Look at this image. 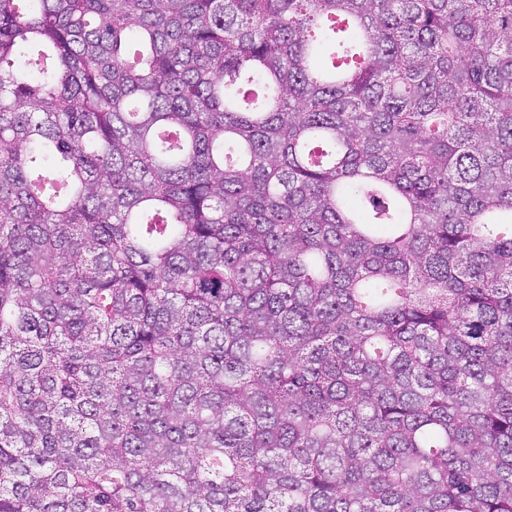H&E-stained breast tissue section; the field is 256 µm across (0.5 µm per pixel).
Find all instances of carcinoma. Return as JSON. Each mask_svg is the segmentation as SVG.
Returning a JSON list of instances; mask_svg holds the SVG:
<instances>
[{
  "label": "carcinoma",
  "instance_id": "carcinoma-1",
  "mask_svg": "<svg viewBox=\"0 0 512 512\" xmlns=\"http://www.w3.org/2000/svg\"><path fill=\"white\" fill-rule=\"evenodd\" d=\"M0 512H512V0H0Z\"/></svg>",
  "mask_w": 512,
  "mask_h": 512
}]
</instances>
